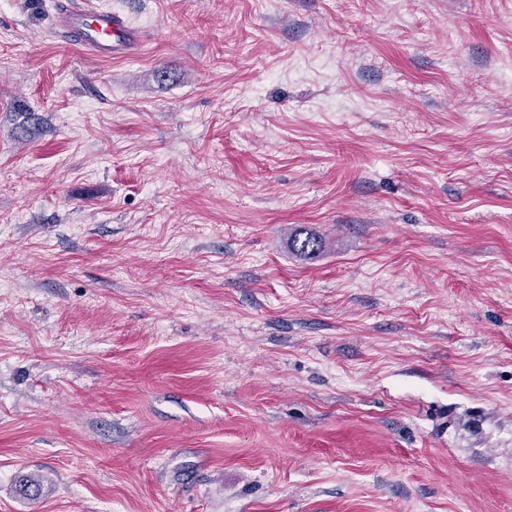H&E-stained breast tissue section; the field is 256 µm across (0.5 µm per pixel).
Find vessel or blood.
Here are the masks:
<instances>
[{
  "mask_svg": "<svg viewBox=\"0 0 512 512\" xmlns=\"http://www.w3.org/2000/svg\"><path fill=\"white\" fill-rule=\"evenodd\" d=\"M57 23L71 42L98 58L127 57L141 43L140 31L112 9L80 8L65 0Z\"/></svg>",
  "mask_w": 512,
  "mask_h": 512,
  "instance_id": "b4317fda",
  "label": "vessel or blood"
}]
</instances>
